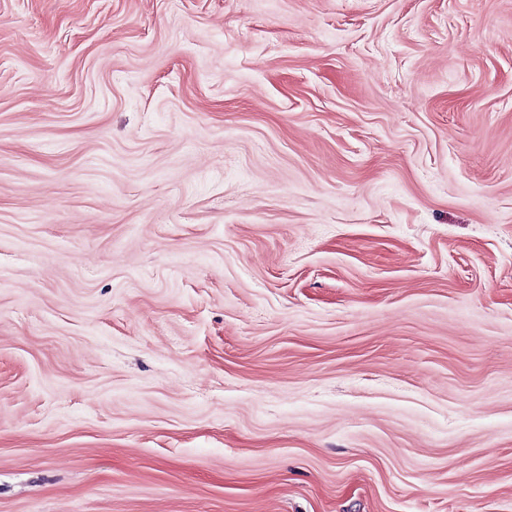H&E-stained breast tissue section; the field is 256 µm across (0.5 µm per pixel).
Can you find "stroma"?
Returning a JSON list of instances; mask_svg holds the SVG:
<instances>
[{"label": "stroma", "mask_w": 512, "mask_h": 512, "mask_svg": "<svg viewBox=\"0 0 512 512\" xmlns=\"http://www.w3.org/2000/svg\"><path fill=\"white\" fill-rule=\"evenodd\" d=\"M0 512H512V0H0Z\"/></svg>", "instance_id": "stroma-1"}]
</instances>
